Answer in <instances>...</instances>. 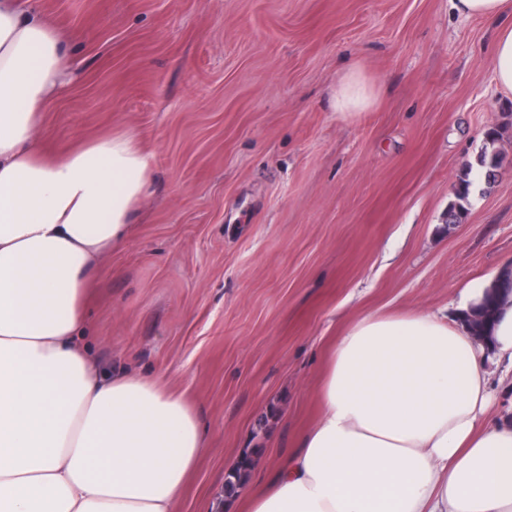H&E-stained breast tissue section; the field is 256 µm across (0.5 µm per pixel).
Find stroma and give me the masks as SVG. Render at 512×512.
<instances>
[{"label": "stroma", "mask_w": 512, "mask_h": 512, "mask_svg": "<svg viewBox=\"0 0 512 512\" xmlns=\"http://www.w3.org/2000/svg\"><path fill=\"white\" fill-rule=\"evenodd\" d=\"M63 31L67 89L49 151L115 133L151 156L152 191L90 290L100 371L190 400L206 451L179 512L224 499L243 452L265 484L321 413L331 348L361 315L457 317L465 288L512 267V94L493 22L450 0H31ZM358 67L356 117L332 91ZM501 163L446 224L488 129ZM512 423V365H487ZM335 98L336 112L354 116L374 104L375 93L359 70H351L336 87Z\"/></svg>", "instance_id": "stroma-1"}]
</instances>
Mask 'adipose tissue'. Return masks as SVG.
I'll return each instance as SVG.
<instances>
[{"mask_svg": "<svg viewBox=\"0 0 512 512\" xmlns=\"http://www.w3.org/2000/svg\"><path fill=\"white\" fill-rule=\"evenodd\" d=\"M497 22L493 79L512 93V0H450ZM65 42L0 0V512H176L203 453L197 414L149 377L104 378L80 338L85 295L149 192L130 135L62 154L37 140L65 89ZM375 93L350 71L336 110ZM465 323L367 314L336 340L324 410L248 512H512V424L491 421L487 360Z\"/></svg>", "mask_w": 512, "mask_h": 512, "instance_id": "obj_1", "label": "adipose tissue"}]
</instances>
